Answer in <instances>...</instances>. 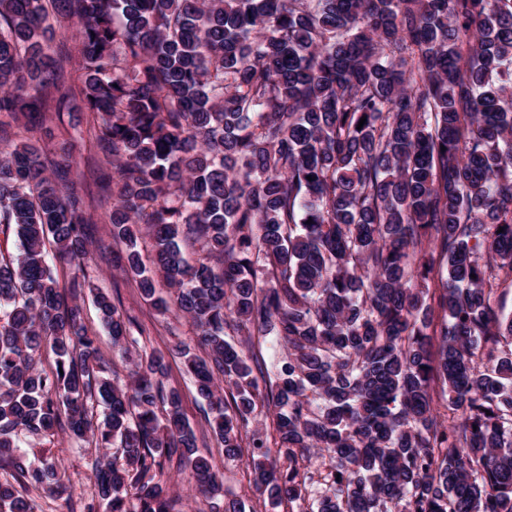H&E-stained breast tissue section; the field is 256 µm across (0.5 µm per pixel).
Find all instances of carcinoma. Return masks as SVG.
<instances>
[{"instance_id": "carcinoma-1", "label": "carcinoma", "mask_w": 512, "mask_h": 512, "mask_svg": "<svg viewBox=\"0 0 512 512\" xmlns=\"http://www.w3.org/2000/svg\"><path fill=\"white\" fill-rule=\"evenodd\" d=\"M64 23L77 82L51 47ZM77 97L105 216L79 162L32 142ZM2 141L19 253H0V512L62 487L58 457L20 450L59 434L99 451L69 512H177L167 462L201 512H246L164 387L169 356L274 508L512 512V315L494 308L512 281V0H0ZM93 246L207 357L147 350L97 291L128 367L109 376L81 301ZM257 338L284 355L267 366ZM266 411L271 442L250 431Z\"/></svg>"}]
</instances>
